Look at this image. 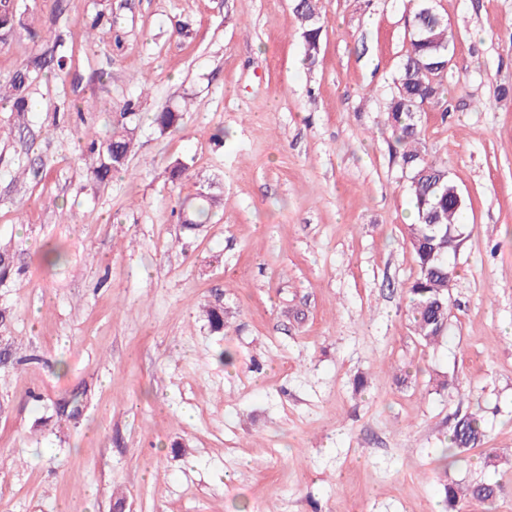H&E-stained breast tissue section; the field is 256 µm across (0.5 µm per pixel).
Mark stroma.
I'll return each instance as SVG.
<instances>
[{
    "label": "stroma",
    "mask_w": 512,
    "mask_h": 512,
    "mask_svg": "<svg viewBox=\"0 0 512 512\" xmlns=\"http://www.w3.org/2000/svg\"><path fill=\"white\" fill-rule=\"evenodd\" d=\"M431 2L454 50L418 126L465 224L428 346L385 112L410 0H319L311 65L292 0H16L0 85L38 77L0 103V512H468L443 485L475 478L512 512L482 449L439 460L460 411L512 453V0ZM130 99L133 151L93 180L86 136Z\"/></svg>",
    "instance_id": "obj_1"
}]
</instances>
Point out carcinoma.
Here are the masks:
<instances>
[{
  "mask_svg": "<svg viewBox=\"0 0 512 512\" xmlns=\"http://www.w3.org/2000/svg\"><path fill=\"white\" fill-rule=\"evenodd\" d=\"M294 12L302 24L305 60L313 64L319 56L325 21L317 0H295ZM14 18V0H0V33L11 29ZM408 25V46L393 79L394 92L386 112L394 134L391 156L412 178L408 188L415 220L408 225V233L419 275L407 288L411 298L409 318L415 335L425 344L434 345L448 337L451 311L448 279L456 273V264L451 259L460 249L464 201L458 199L460 191L446 170L425 158L416 114L442 94L440 77L449 60L452 39L448 23L430 0H420ZM28 81L29 70L25 68L18 70L10 83L12 94L18 96L14 105L20 112L25 111V101L19 94ZM132 141V132L124 122L106 140L88 139L86 152L96 156L95 164L89 167L91 177L104 180L111 171L123 167L132 151ZM486 438L478 414L458 415L448 437V447L441 454L443 467L452 464L458 453L485 445ZM444 490L451 506L460 500L488 505L498 497L500 485L476 478L464 486L446 483Z\"/></svg>",
  "mask_w": 512,
  "mask_h": 512,
  "instance_id": "1",
  "label": "carcinoma"
}]
</instances>
